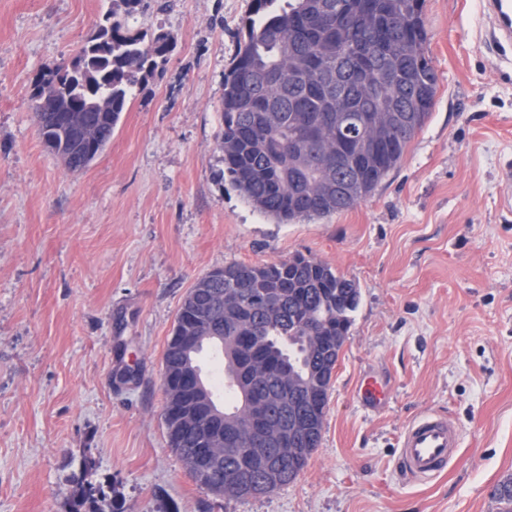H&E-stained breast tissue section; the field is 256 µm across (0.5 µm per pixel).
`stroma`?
<instances>
[{"label": "stroma", "mask_w": 512, "mask_h": 512, "mask_svg": "<svg viewBox=\"0 0 512 512\" xmlns=\"http://www.w3.org/2000/svg\"><path fill=\"white\" fill-rule=\"evenodd\" d=\"M251 0H144L129 24L175 45L134 88L111 142L70 170L32 94L121 0H0V512H499L512 476V60L477 0H425L436 103L355 208L279 224L224 171V75ZM301 254L355 280L360 303L319 447L266 496L216 494L169 445L163 356L188 291L232 263ZM367 374L388 385L373 412ZM460 444L445 474L399 476L417 415ZM357 394L364 406L371 410L384 407L390 396L388 387L373 376H366L360 380Z\"/></svg>", "instance_id": "obj_1"}]
</instances>
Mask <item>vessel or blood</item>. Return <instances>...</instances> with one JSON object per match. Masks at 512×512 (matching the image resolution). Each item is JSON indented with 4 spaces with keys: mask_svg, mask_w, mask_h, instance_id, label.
Wrapping results in <instances>:
<instances>
[{
    "mask_svg": "<svg viewBox=\"0 0 512 512\" xmlns=\"http://www.w3.org/2000/svg\"><path fill=\"white\" fill-rule=\"evenodd\" d=\"M483 4L493 22V40L511 44L512 0H483ZM357 394L372 410L384 407L390 396L388 387L372 376L360 380ZM457 446V434L446 418L433 414L416 416L400 439L399 468L412 480L437 476L447 469Z\"/></svg>",
    "mask_w": 512,
    "mask_h": 512,
    "instance_id": "vessel-or-blood-1",
    "label": "vessel or blood"
}]
</instances>
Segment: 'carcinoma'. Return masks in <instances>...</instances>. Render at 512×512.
I'll list each match as a JSON object with an SVG mask.
<instances>
[{
    "instance_id": "carcinoma-1",
    "label": "carcinoma",
    "mask_w": 512,
    "mask_h": 512,
    "mask_svg": "<svg viewBox=\"0 0 512 512\" xmlns=\"http://www.w3.org/2000/svg\"><path fill=\"white\" fill-rule=\"evenodd\" d=\"M125 18H104L75 61L84 70H67L61 61L46 68L32 95L39 103L65 111L83 107L90 96L112 98L108 112H88L100 137L83 144L67 135L61 121L37 117L44 143L84 166L112 138L130 90L145 72L167 59L173 38L133 30L128 18L142 0H121ZM251 0L245 36L224 75V170L252 207L278 223L313 220L355 208L395 169L407 146L428 120L435 103L437 75L426 49L424 0ZM337 72L352 120L342 123L328 111L323 83L327 69ZM403 109L420 104L416 127L395 126L374 154L364 150L373 133L371 99ZM200 293L189 291L179 309L164 353L165 393L175 450L194 462L192 476L216 491L208 472L218 431L242 448L245 431L211 416L196 401L199 371L185 375L179 366L217 341L236 366L228 376H244L249 349L262 353L270 376L248 388L252 405L270 419L288 423L295 410L316 418L314 435L305 434L296 459L269 454L283 467L302 471L318 448L339 340L358 306L357 283L302 255L261 266L233 263L208 275ZM320 337L322 352L304 347L307 328ZM500 512H512V477L495 487Z\"/></svg>"
}]
</instances>
